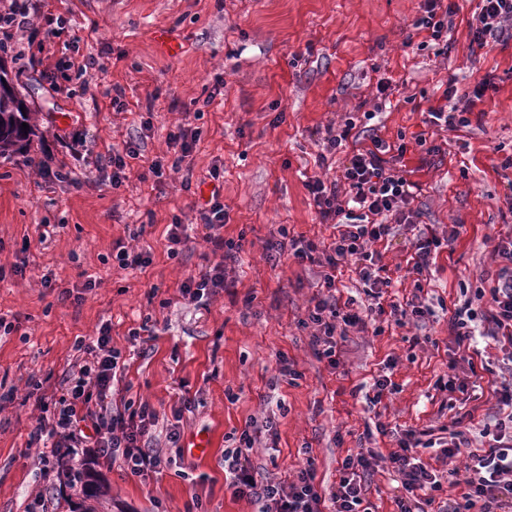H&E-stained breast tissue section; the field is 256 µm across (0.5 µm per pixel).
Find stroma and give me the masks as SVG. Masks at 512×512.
<instances>
[{
    "instance_id": "35a3bbf8",
    "label": "stroma",
    "mask_w": 512,
    "mask_h": 512,
    "mask_svg": "<svg viewBox=\"0 0 512 512\" xmlns=\"http://www.w3.org/2000/svg\"><path fill=\"white\" fill-rule=\"evenodd\" d=\"M447 2L453 17L444 51L415 26L421 0H51L52 14L65 21L51 47L33 30L18 32L0 61L35 112L39 136L0 157V316L17 327L0 337V512H25L45 488L58 512H71L77 492L60 481L45 486L28 446L37 418L29 395L36 381L62 386L78 361L76 338L95 336L104 324L126 361L115 403L149 402L160 419L154 444L165 449V423L180 396H190L195 408L184 415L181 444L208 441L205 453L186 455L184 477L171 468L130 479L119 466L89 465L122 512H184L194 496L202 512H254L224 479V451L238 446L253 416L272 424L251 455L258 471L284 479L311 463L328 487L375 420L401 433L458 418L475 432L502 413L501 379L482 366L503 353L486 338L485 323L475 327L470 364L453 371L464 390L436 386L452 373L450 308L461 288L495 279L501 264L494 248L512 235V31L471 51L469 23L479 0ZM162 32L181 43L179 56L160 47ZM69 59L87 64L85 80L57 69ZM48 63L56 67L51 79L43 73ZM452 75L457 104L482 79L497 90L476 103L470 127L439 132L424 114L444 105ZM219 77L224 89L217 95ZM383 77L392 78L393 91L381 108L376 83ZM349 112L359 146L375 137L409 142L421 228L454 226L458 235L418 282L409 273L412 229L395 227L377 244L394 294L440 300L444 308L419 327L350 332L333 370L314 357L309 332L298 324L316 290L317 267L271 261L264 243L281 224L291 235L329 240L333 229L320 222L305 182L340 174L351 149L324 160L319 154L327 125ZM182 122L199 135L186 170L177 171L168 134ZM418 136L439 153L426 155L413 143ZM130 142L140 152L135 175L116 190L108 157ZM34 157L54 168L67 164L68 179H42ZM156 160L163 164L158 177L149 173ZM215 166L223 174L217 181L208 175ZM215 190L230 215L223 234L243 238L245 250L234 288L199 309L177 295L210 254L196 207ZM176 217L193 230L171 259L166 226ZM118 241L150 251L151 265L113 266ZM46 276L53 287L43 286ZM61 283L72 299H60ZM137 327L141 339L130 342ZM283 357L300 372L296 383L281 376ZM386 371L398 390L369 411L363 391Z\"/></svg>"
}]
</instances>
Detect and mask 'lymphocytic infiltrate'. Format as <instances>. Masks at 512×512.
I'll return each mask as SVG.
<instances>
[{
	"label": "lymphocytic infiltrate",
	"mask_w": 512,
	"mask_h": 512,
	"mask_svg": "<svg viewBox=\"0 0 512 512\" xmlns=\"http://www.w3.org/2000/svg\"><path fill=\"white\" fill-rule=\"evenodd\" d=\"M35 14L44 20V43L53 44L59 30L53 15L42 14L39 0H0V40L11 41L15 32L30 25ZM510 23L512 0H480L470 25L471 41L484 47L488 37ZM407 151L406 142L390 145L377 140L372 147L353 151L339 180L327 183L314 176L306 181L321 222L335 229L330 243L289 235L284 225L265 243L272 260L289 256L318 267L319 290L309 299L300 324L311 331L314 356L330 368L340 366V343L350 329L370 326L379 334L382 315L419 323L431 313L429 307L413 300L384 306L391 279L380 253L373 249L376 242L392 234L395 225L409 227L418 222L419 214L411 206L418 185L401 168ZM199 219L207 231L205 240L213 260L190 274L179 293L184 302L204 308L212 296L232 288L227 265L240 261L243 245L219 233L229 220L219 192H212L200 205ZM495 252L503 261L501 275L489 289H477L475 297L488 301L485 318L492 325L491 337L512 347V237L500 240ZM349 264L358 276L364 301L339 294L338 276ZM74 348L85 353L87 360L70 373L64 393L36 398L40 416L30 440L39 446L36 457L41 472L47 475L65 464L78 469L88 456L119 465L131 478L142 479L169 469L172 456L153 444L152 429L158 421L155 408L146 402L118 408L112 402L121 352L112 344L110 326H101L92 340L76 338ZM499 400L510 411L481 430L486 448L471 455L464 467L467 492L446 499L438 512H512V379L503 385ZM248 425L238 446L225 449L224 472L233 496L255 505L256 512H372L367 494L383 461L400 479L402 492L394 498L395 512H429L435 492L442 488L441 476L418 457V449H439L441 459L447 461L471 445L462 430L434 439L408 430L399 438L396 451L382 455L369 446L375 435L387 432L379 421L364 432L366 448L347 455L338 469V480L326 488L317 482L310 466L288 480L257 479L249 458L257 418H250Z\"/></svg>",
	"instance_id": "lymphocytic-infiltrate-1"
}]
</instances>
